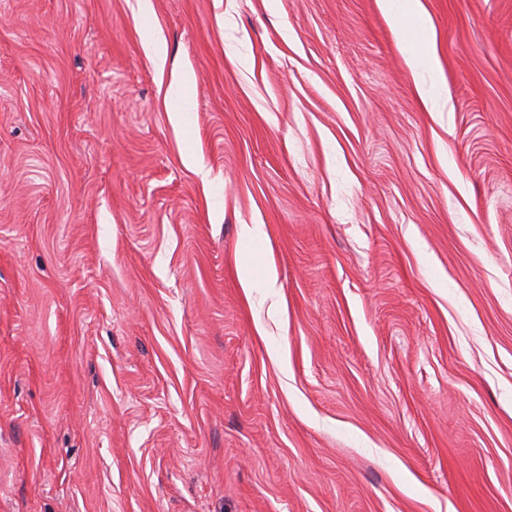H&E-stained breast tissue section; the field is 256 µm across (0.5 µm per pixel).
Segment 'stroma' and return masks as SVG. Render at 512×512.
Wrapping results in <instances>:
<instances>
[{"label":"stroma","mask_w":512,"mask_h":512,"mask_svg":"<svg viewBox=\"0 0 512 512\" xmlns=\"http://www.w3.org/2000/svg\"><path fill=\"white\" fill-rule=\"evenodd\" d=\"M422 5L437 85L378 0H0V512H512V0ZM237 271L243 288H251L257 281H262L265 284V288L276 287L277 278L275 273L255 255L247 254L242 257Z\"/></svg>","instance_id":"1"}]
</instances>
